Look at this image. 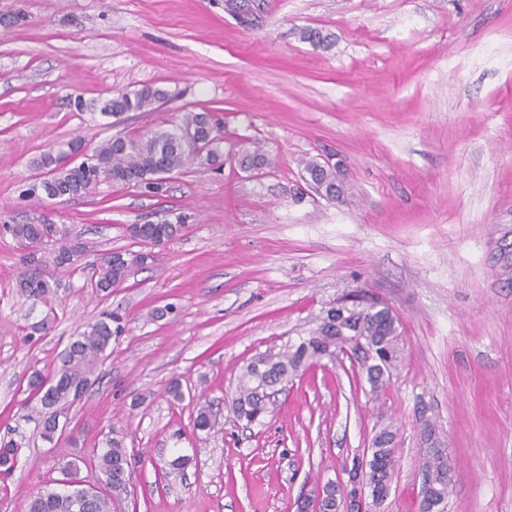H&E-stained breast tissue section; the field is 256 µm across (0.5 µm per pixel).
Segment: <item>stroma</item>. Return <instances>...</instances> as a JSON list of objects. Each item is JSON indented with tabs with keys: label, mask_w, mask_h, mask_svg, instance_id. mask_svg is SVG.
<instances>
[{
	"label": "stroma",
	"mask_w": 512,
	"mask_h": 512,
	"mask_svg": "<svg viewBox=\"0 0 512 512\" xmlns=\"http://www.w3.org/2000/svg\"><path fill=\"white\" fill-rule=\"evenodd\" d=\"M305 28L331 46L302 40ZM146 85L166 99L101 114ZM187 112L219 119L223 164L187 166L158 194L104 183L26 196L44 151ZM254 140L273 164L250 174L232 153ZM309 158L341 162L344 198L308 187ZM181 214L187 228L155 263L93 291L96 254L141 250L128 225ZM6 224H57L83 246L71 269H44L54 307L20 294L25 248ZM511 245L512 0H0V437L19 447L0 512H25L77 457L95 481L112 429L132 458L113 512H297L388 424L396 473L366 512H419L433 446L451 467L446 512H512ZM361 299L399 320L401 359L379 389L339 353L302 366L259 421L236 420L244 365ZM110 314L121 333L60 416L62 439L45 441L28 419L30 376ZM205 400L211 432L194 426ZM178 455L189 465L167 476Z\"/></svg>",
	"instance_id": "1"
}]
</instances>
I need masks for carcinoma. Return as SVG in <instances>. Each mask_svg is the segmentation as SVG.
<instances>
[{
	"mask_svg": "<svg viewBox=\"0 0 512 512\" xmlns=\"http://www.w3.org/2000/svg\"><path fill=\"white\" fill-rule=\"evenodd\" d=\"M166 92L153 87H143L133 93L122 92L107 99L101 111L112 116L127 112H144L165 98ZM203 140L201 149L191 148L185 139L189 136ZM223 137L217 134V125L208 112H186L180 124L170 130H157L150 134L113 136L93 144L82 138L67 143L65 150H49L36 161L40 169L53 172L52 182L44 186L46 196L64 194L69 198L82 196L101 183L142 186L156 193L162 191L164 176L183 170L191 161L201 166L214 165L223 157ZM91 152L90 160L70 164L67 158L80 149ZM240 168L248 171L272 164L269 155L259 146H244L236 153ZM305 176L323 189L327 199H336V169L314 158L301 162ZM186 225L185 217L176 222L142 224L130 230L136 240L154 246H163L175 240ZM4 229L15 239L31 249V270L24 272L19 282L20 292L29 300L52 305L56 288L40 271L38 252L48 243L56 244L52 252L53 263L63 266L61 257L70 250L63 244L64 234L55 224H6ZM147 263V254L124 250L97 254L93 264L91 286L98 294L109 295L112 288L121 284L131 269ZM342 327L346 335L357 336L367 345L375 363L365 366L369 384L376 388L382 377L395 367L400 354L398 318L387 308L372 304L345 319ZM112 321L99 320L72 337L61 357L60 366L49 378L35 375L28 381L31 392L40 408L38 426L41 436L54 441L59 427V415L76 401V392L90 382L98 366L105 360V353L112 336ZM341 332L323 328L292 351L262 356L242 368L237 394L230 410L239 419L252 423L268 412L269 398L266 391L295 376L304 362L321 356L329 347L341 343ZM201 430H212L217 424L216 415L208 403L199 404L194 421ZM396 433L389 426L382 427L372 443L371 459L362 469L364 487L370 490L372 504L382 505L387 499L396 466ZM99 480L108 491L88 494L91 485L79 477V466L74 461L66 463L69 475L76 484L63 488L46 486L27 505V512H112L113 501L128 493L127 472L131 458L123 438L118 435L105 439V448L97 454ZM17 463V444L14 440L0 441V480L8 479ZM421 502L428 503L432 512H445L448 484L451 483L450 466L439 449L427 454L423 466Z\"/></svg>",
	"mask_w": 512,
	"mask_h": 512,
	"instance_id": "1",
	"label": "carcinoma"
}]
</instances>
